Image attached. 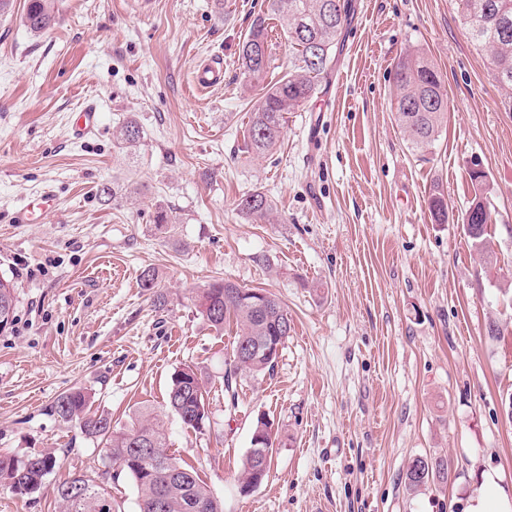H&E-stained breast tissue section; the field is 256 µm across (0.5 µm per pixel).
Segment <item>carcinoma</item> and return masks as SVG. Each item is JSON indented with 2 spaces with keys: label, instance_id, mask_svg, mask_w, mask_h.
Listing matches in <instances>:
<instances>
[{
  "label": "carcinoma",
  "instance_id": "obj_1",
  "mask_svg": "<svg viewBox=\"0 0 512 512\" xmlns=\"http://www.w3.org/2000/svg\"><path fill=\"white\" fill-rule=\"evenodd\" d=\"M457 13L471 39L485 51L497 83L506 89L501 104L512 112V0H455ZM347 0H267L266 12L257 15L242 43L239 62L242 73L259 80L270 64V43L273 28L267 20L280 22V29L292 48L293 67L279 80L262 87L260 96L249 112L246 131L247 152L262 157L271 154L283 137L288 113L303 109L315 97L322 82L330 79L332 65L340 49L341 35L349 19ZM53 0H27L22 25L31 33L39 34L54 24ZM317 42L318 54H313L310 41ZM397 108L395 121L407 138L412 151L425 155L437 141L439 132L448 121V96L442 80L428 58L418 49L407 50L395 65L394 71ZM142 130L134 120L126 121L115 131V139L133 146L139 142ZM237 208L242 214L260 221H268L273 207L265 194L255 191L243 196ZM429 210L435 222L448 221V203L444 195L434 191L429 199ZM492 213L477 224H471L464 234L486 265L498 263L492 246L490 226ZM9 285L0 288V308H16L18 287L13 278L1 273L0 282ZM251 289L229 280H216L197 296L200 315L216 329L233 320L238 328L233 341L232 360L226 364L224 387L235 393L239 374L253 376L274 371L276 361L261 355L240 356V352L254 346L261 339L273 344H285L292 332V319L284 304L274 295L265 293L263 303L257 304L249 296ZM207 392L197 374L190 367L177 371L171 378L166 408L187 427L202 431L209 421L205 411ZM91 395L75 389L57 397L53 411L65 423L75 422L81 432L106 448L109 464L130 477L137 488L138 512L157 497L166 500L163 512H193V505H208L205 512H222L216 499L197 470L184 461L167 454V436L162 414L149 406L139 408L130 428L116 430L112 417L105 412L91 410ZM141 443L153 454L155 475L120 461ZM57 461L42 454L24 459L0 456V484L15 494L26 495L39 490ZM271 460H260L246 453L239 473L240 489L267 478ZM112 473L105 470L99 478L83 475L58 486L56 496L61 512H115L112 496L107 488ZM448 479V461L416 457L409 464L405 484L411 491L429 487L435 480Z\"/></svg>",
  "mask_w": 512,
  "mask_h": 512
}]
</instances>
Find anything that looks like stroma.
<instances>
[{
    "mask_svg": "<svg viewBox=\"0 0 512 512\" xmlns=\"http://www.w3.org/2000/svg\"><path fill=\"white\" fill-rule=\"evenodd\" d=\"M24 3L0 19V272L19 293L0 332V456L58 465L34 493L0 487V512H61L57 485L106 469L105 448L51 411L78 387L118 429L141 405L163 410L170 454L224 512H460L484 471L512 485V112L454 0H349L329 85L259 160L243 131L260 86L238 55L263 0H54L38 35ZM412 47L448 93L423 158L394 120L393 69ZM214 57L224 82L196 93L194 69ZM89 103L100 124L75 138ZM130 119L143 135L127 151L113 133ZM475 161L492 269L462 227ZM47 187L52 211L18 223ZM436 190L444 224L429 211ZM255 191L272 221L238 211ZM161 209L172 221L160 227ZM218 279L270 291L294 324L273 372L242 375L233 398L235 329L195 306ZM492 321L502 336H488ZM185 366L208 392L200 432L163 409ZM261 414L277 437L271 471L244 495L236 475ZM418 456L450 461L447 483L409 491Z\"/></svg>",
    "mask_w": 512,
    "mask_h": 512,
    "instance_id": "35a3bbf8",
    "label": "stroma"
}]
</instances>
